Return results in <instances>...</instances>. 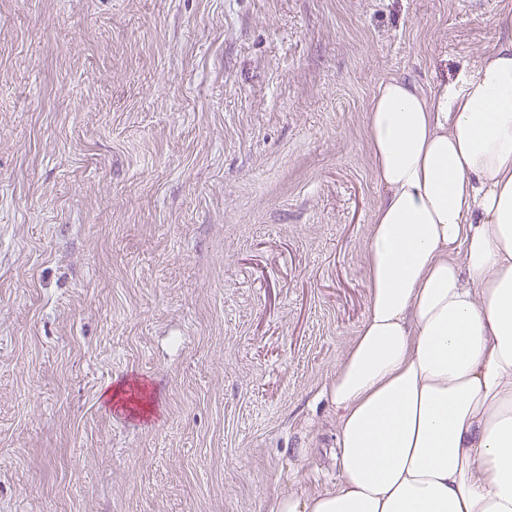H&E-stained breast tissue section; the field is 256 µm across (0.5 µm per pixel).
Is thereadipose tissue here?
Masks as SVG:
<instances>
[{"label": "adipose tissue", "mask_w": 512, "mask_h": 512, "mask_svg": "<svg viewBox=\"0 0 512 512\" xmlns=\"http://www.w3.org/2000/svg\"><path fill=\"white\" fill-rule=\"evenodd\" d=\"M386 196L368 308L327 388L342 477L276 512H512V41L367 116Z\"/></svg>", "instance_id": "obj_1"}]
</instances>
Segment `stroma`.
I'll use <instances>...</instances> for the list:
<instances>
[{
  "label": "stroma",
  "instance_id": "35a3bbf8",
  "mask_svg": "<svg viewBox=\"0 0 512 512\" xmlns=\"http://www.w3.org/2000/svg\"><path fill=\"white\" fill-rule=\"evenodd\" d=\"M512 0H0V512H273L335 486L326 388L385 192L369 101ZM137 382V413L103 389Z\"/></svg>",
  "mask_w": 512,
  "mask_h": 512
}]
</instances>
